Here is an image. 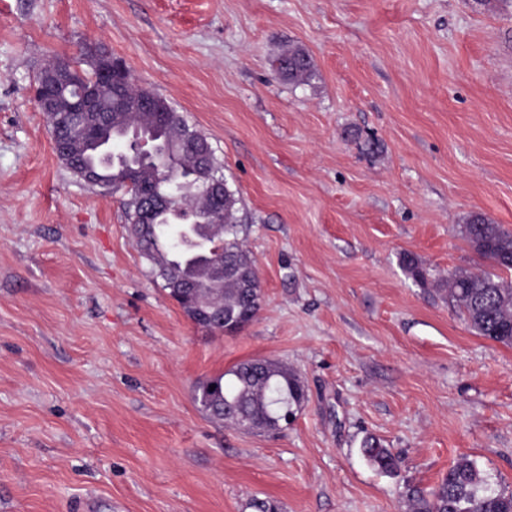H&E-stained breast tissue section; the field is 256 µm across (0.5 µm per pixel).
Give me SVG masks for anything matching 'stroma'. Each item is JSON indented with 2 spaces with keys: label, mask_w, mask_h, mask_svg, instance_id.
Returning a JSON list of instances; mask_svg holds the SVG:
<instances>
[{
  "label": "stroma",
  "mask_w": 512,
  "mask_h": 512,
  "mask_svg": "<svg viewBox=\"0 0 512 512\" xmlns=\"http://www.w3.org/2000/svg\"><path fill=\"white\" fill-rule=\"evenodd\" d=\"M95 42L238 190L264 292L241 333L195 326L123 194L55 156L30 85ZM291 45L307 83L274 75ZM474 213L512 231V0H0V512H404L463 457L512 489V347L399 260L482 266ZM248 359L304 382L288 429L200 412L198 383ZM359 448L365 461L380 473L395 475L400 470L401 458L376 436L365 434Z\"/></svg>",
  "instance_id": "1"
}]
</instances>
